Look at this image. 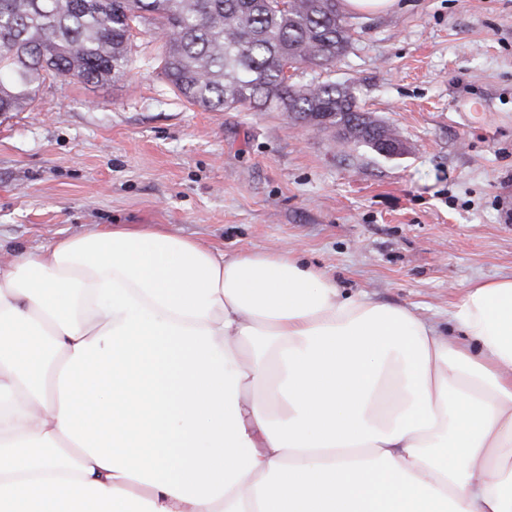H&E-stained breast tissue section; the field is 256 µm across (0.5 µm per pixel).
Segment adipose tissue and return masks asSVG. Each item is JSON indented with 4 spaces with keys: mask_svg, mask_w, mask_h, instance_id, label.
<instances>
[{
    "mask_svg": "<svg viewBox=\"0 0 512 512\" xmlns=\"http://www.w3.org/2000/svg\"><path fill=\"white\" fill-rule=\"evenodd\" d=\"M451 320L158 227L15 254L0 512H512V274Z\"/></svg>",
    "mask_w": 512,
    "mask_h": 512,
    "instance_id": "ef3b65f1",
    "label": "adipose tissue"
}]
</instances>
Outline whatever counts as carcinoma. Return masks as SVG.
I'll list each match as a JSON object with an SVG mask.
<instances>
[{
	"label": "carcinoma",
	"instance_id": "carcinoma-1",
	"mask_svg": "<svg viewBox=\"0 0 512 512\" xmlns=\"http://www.w3.org/2000/svg\"><path fill=\"white\" fill-rule=\"evenodd\" d=\"M161 33V70L186 102L289 112L387 155L397 140L348 87L291 83L283 69H327L354 29L339 0H0V112H23L50 77L87 85L123 76L139 35Z\"/></svg>",
	"mask_w": 512,
	"mask_h": 512
}]
</instances>
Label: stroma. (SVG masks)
Listing matches in <instances>:
<instances>
[{"instance_id": "35a3bbf8", "label": "stroma", "mask_w": 512, "mask_h": 512, "mask_svg": "<svg viewBox=\"0 0 512 512\" xmlns=\"http://www.w3.org/2000/svg\"><path fill=\"white\" fill-rule=\"evenodd\" d=\"M297 83L352 87L404 144L342 146L286 112H206L159 40L104 85L47 79L0 114V257L98 224H162L231 255L293 249L340 287L447 328L477 279L512 273V0H399Z\"/></svg>"}]
</instances>
